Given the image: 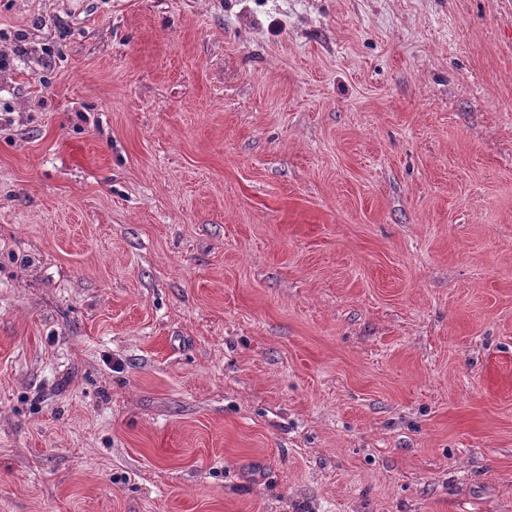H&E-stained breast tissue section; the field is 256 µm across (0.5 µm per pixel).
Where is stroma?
Returning a JSON list of instances; mask_svg holds the SVG:
<instances>
[{
  "label": "stroma",
  "mask_w": 512,
  "mask_h": 512,
  "mask_svg": "<svg viewBox=\"0 0 512 512\" xmlns=\"http://www.w3.org/2000/svg\"><path fill=\"white\" fill-rule=\"evenodd\" d=\"M0 512H512V0H0Z\"/></svg>",
  "instance_id": "1"
}]
</instances>
